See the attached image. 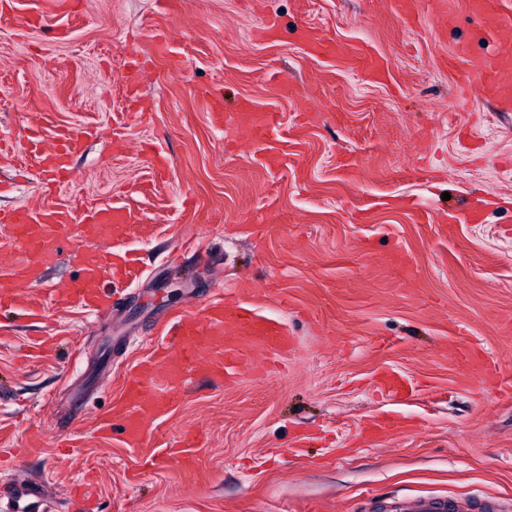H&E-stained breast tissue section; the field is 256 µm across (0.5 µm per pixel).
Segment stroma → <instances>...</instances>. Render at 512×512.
<instances>
[{"label": "stroma", "mask_w": 512, "mask_h": 512, "mask_svg": "<svg viewBox=\"0 0 512 512\" xmlns=\"http://www.w3.org/2000/svg\"><path fill=\"white\" fill-rule=\"evenodd\" d=\"M454 6L439 31L396 0H62L61 40L0 15V209L131 210L144 269L98 318L0 310V483L55 497L88 479L98 512H390L422 495L512 512V112L463 83L456 46L492 40ZM303 22L364 45L385 80L309 53ZM207 92L277 112L285 160L257 164ZM63 128L92 135L48 192L28 138ZM468 205L478 223L449 222ZM220 295L292 347L258 377L199 372L138 447L120 422L98 432L165 323ZM385 369L415 395L380 391ZM378 414L399 427L364 440ZM187 431L191 465L150 467Z\"/></svg>", "instance_id": "stroma-1"}]
</instances>
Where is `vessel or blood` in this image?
<instances>
[{
  "label": "vessel or blood",
  "mask_w": 512,
  "mask_h": 512,
  "mask_svg": "<svg viewBox=\"0 0 512 512\" xmlns=\"http://www.w3.org/2000/svg\"><path fill=\"white\" fill-rule=\"evenodd\" d=\"M426 7L434 27L443 28L455 15L446 0H398L404 14ZM470 13L479 17L497 43L491 56L469 59L463 73L468 86L489 90L503 108L512 107V12H488L485 0H469ZM300 35L314 54L339 56L351 67L377 76L373 60L359 49L342 48L334 42L301 30ZM215 126L230 121L248 131L252 144L261 146L262 162L272 166L281 156L268 134L277 127L273 112L254 111L250 102H242L236 113L224 112L223 99L213 96L206 101ZM87 131L60 130L52 141H33L34 157L43 172L58 173L68 168L69 160L85 146ZM131 212L112 207L86 206L80 209L63 204L33 209L19 206L0 211V252H9V264L0 265V305L24 303L32 317H43L46 300L27 294L25 284L38 282L41 269L55 261L63 247H71L79 267V276L66 296L89 312L111 307L112 296L101 286L103 270L112 275L130 277L137 267L132 257L109 250L108 244L122 240ZM250 339L267 358L287 350L291 338L282 324L259 315L240 302L218 300L202 311L177 317L168 335L153 350L150 365L142 367L127 380L118 418L130 445H137L154 423L182 401L200 365H208L219 376L237 378L244 374L260 375L262 366L247 353L242 339ZM383 391L402 398L414 395L413 385L393 372L380 375ZM6 512H42V497L33 486L12 485L7 491ZM395 512H500L496 501L415 497L401 500Z\"/></svg>",
  "instance_id": "vessel-or-blood-1"
}]
</instances>
